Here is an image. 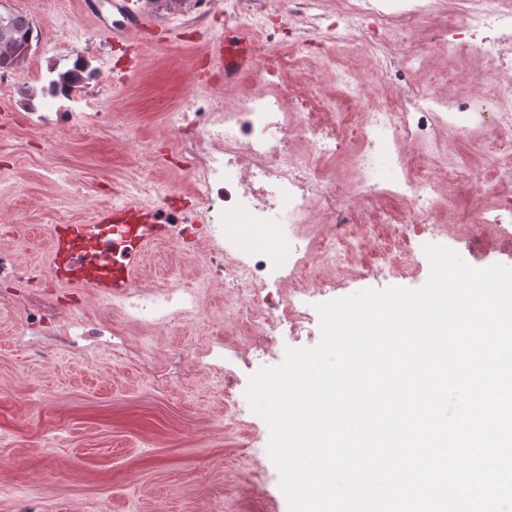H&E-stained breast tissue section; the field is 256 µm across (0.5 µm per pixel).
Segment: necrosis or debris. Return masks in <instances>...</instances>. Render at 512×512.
Segmentation results:
<instances>
[{
    "instance_id": "1",
    "label": "necrosis or debris",
    "mask_w": 512,
    "mask_h": 512,
    "mask_svg": "<svg viewBox=\"0 0 512 512\" xmlns=\"http://www.w3.org/2000/svg\"><path fill=\"white\" fill-rule=\"evenodd\" d=\"M334 6L336 23L325 27V0H224L225 17L257 41L255 85L233 107L202 112L190 105L169 113L167 121L174 151L188 160L197 201L188 225L205 228L203 238L191 241L186 225H175L168 242L194 256L198 280L188 286L179 268L160 279L136 278L122 296L99 299L94 322L73 319L55 337L54 350L79 359L116 358L127 353L126 326L153 335L181 320L208 323L206 290L220 285L225 317L251 338L241 361H270L278 356L281 330L312 335L316 297L356 278L398 279L419 271L415 238L425 224L446 234L439 201L469 174L448 165L455 143L487 110L499 135L512 138V0H334ZM440 10L452 14L442 50L451 54L465 45L493 75L481 96L450 98L394 81L400 70L425 64V56L406 52L407 34ZM314 43L355 47L385 94L351 125L361 148L344 185L325 177V162L342 147L335 122L318 119L315 102H292L287 90L272 88L283 67L307 66L306 49ZM387 195L402 202L406 220L384 236L376 215ZM491 225L499 240L511 241L512 208L480 210L459 231L480 246ZM261 235L275 238L276 246L253 254L239 250V241ZM34 277L17 251L0 249V281L24 290L13 340L29 350L42 348L39 330L62 314L52 281L37 285ZM175 356L222 378L225 402L240 408L239 377L223 343H187Z\"/></svg>"
}]
</instances>
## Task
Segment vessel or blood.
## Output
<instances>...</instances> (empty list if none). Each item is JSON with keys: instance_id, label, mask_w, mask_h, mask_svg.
Masks as SVG:
<instances>
[{"instance_id": "b4317fda", "label": "vessel or blood", "mask_w": 512, "mask_h": 512, "mask_svg": "<svg viewBox=\"0 0 512 512\" xmlns=\"http://www.w3.org/2000/svg\"><path fill=\"white\" fill-rule=\"evenodd\" d=\"M207 53L211 66L232 80L248 67L251 56L229 44L214 42ZM174 212L130 200L101 208L86 224H69L50 240L52 273L58 281H92L105 296L124 293L137 275L139 257L148 242L164 239Z\"/></svg>"}]
</instances>
